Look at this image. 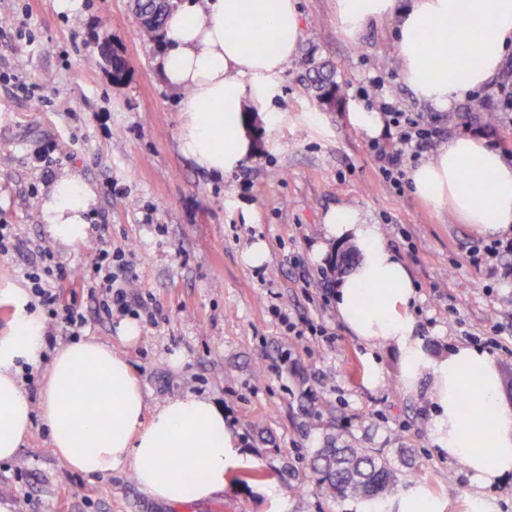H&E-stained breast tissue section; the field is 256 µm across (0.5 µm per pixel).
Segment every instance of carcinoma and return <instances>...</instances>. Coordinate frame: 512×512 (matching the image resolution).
I'll list each match as a JSON object with an SVG mask.
<instances>
[{
	"mask_svg": "<svg viewBox=\"0 0 512 512\" xmlns=\"http://www.w3.org/2000/svg\"><path fill=\"white\" fill-rule=\"evenodd\" d=\"M172 8L171 0H137V15L148 18L147 22L141 24L143 37L161 42ZM313 87L320 99L335 94L337 86L333 72L317 69ZM404 468H411V463L403 457L397 465L381 450L357 448L345 441L340 444L336 442L327 448L314 450L307 482L326 497L376 503L398 491Z\"/></svg>",
	"mask_w": 512,
	"mask_h": 512,
	"instance_id": "obj_1",
	"label": "carcinoma"
}]
</instances>
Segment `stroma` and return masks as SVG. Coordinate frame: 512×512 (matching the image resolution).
Segmentation results:
<instances>
[{
    "label": "stroma",
    "instance_id": "stroma-1",
    "mask_svg": "<svg viewBox=\"0 0 512 512\" xmlns=\"http://www.w3.org/2000/svg\"><path fill=\"white\" fill-rule=\"evenodd\" d=\"M302 35L282 76L267 128L252 113L256 152L234 171L200 169L180 148L183 117L177 94L162 79L156 43L142 39L130 0H81L72 15L55 0H0V224L21 252L0 255V289L23 288L25 265L39 248L79 268L96 249L132 251L131 291L151 303L155 319L138 318L140 337L126 342L123 316L103 320L81 298L87 320L77 332L47 321L60 345L96 336L126 356L148 404L196 392L225 412L245 463L227 476L224 492L169 505L142 492L132 473L92 477L67 468L43 428H33L18 455L0 461V506L7 512H366L307 486L311 453L342 434L387 455L405 451L415 464L399 496L418 493L441 512H512V475L490 487L433 447L430 377L406 391L399 353L382 344L367 352L339 320L334 288L338 247L324 242V217L359 209L380 225L417 288L416 334L432 356L456 345L486 347L492 326L512 343V253L466 263L484 236L451 212L435 211L411 187L396 190L380 174L369 136L353 112L380 102L421 112L449 136L487 139L512 156V57L484 88L449 111L419 101L405 83L394 44L395 23L370 25L348 39L336 0H298ZM109 51H102V39ZM128 62L112 77L111 56ZM335 73V106L311 87L318 64ZM78 173L97 193L94 231L69 245L52 240L41 222L49 184ZM264 241L266 261L243 253Z\"/></svg>",
    "mask_w": 512,
    "mask_h": 512
}]
</instances>
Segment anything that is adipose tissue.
Segmentation results:
<instances>
[{"label":"adipose tissue","instance_id":"1","mask_svg":"<svg viewBox=\"0 0 512 512\" xmlns=\"http://www.w3.org/2000/svg\"><path fill=\"white\" fill-rule=\"evenodd\" d=\"M343 33L354 37L379 19H395V46L405 82L423 102L449 108L482 88L512 56V0H336ZM451 38L440 63L425 49L440 28ZM302 33L297 0H183L165 24L156 57L167 85L179 95L183 151L201 168L224 173L255 151L247 124L252 107H265L267 126L279 113L268 106L281 93L288 61ZM415 194L449 210L481 235L512 234V159L470 135L449 137L437 155L412 166ZM96 193L68 172L50 187L42 221L51 238L73 244L90 231ZM328 237L356 246V266L336 284L337 314L369 347L387 342L401 356L402 380L416 389L430 374L431 439L491 486L512 474V412L498 404L492 356L460 346L431 358L415 336L412 276L378 225L355 208L330 211ZM16 308L0 334V461L14 458L34 422L49 433L58 458L88 476L130 469L139 488L168 504L213 498L235 464V439L224 411L209 397L187 393L148 405L127 359L94 337L61 346L44 361L45 325L28 311L20 288L8 289ZM44 367L39 403L18 381L24 366ZM197 473L194 480L184 469Z\"/></svg>","mask_w":512,"mask_h":512}]
</instances>
